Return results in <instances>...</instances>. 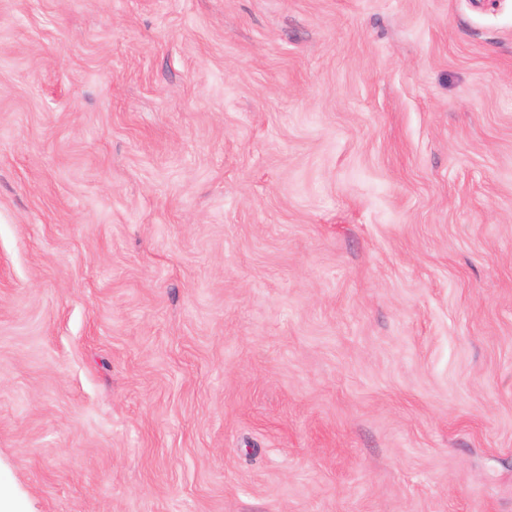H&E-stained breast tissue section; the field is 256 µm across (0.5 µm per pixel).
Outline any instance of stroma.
<instances>
[{"label": "stroma", "mask_w": 512, "mask_h": 512, "mask_svg": "<svg viewBox=\"0 0 512 512\" xmlns=\"http://www.w3.org/2000/svg\"><path fill=\"white\" fill-rule=\"evenodd\" d=\"M0 512H512V0H0Z\"/></svg>", "instance_id": "obj_1"}]
</instances>
